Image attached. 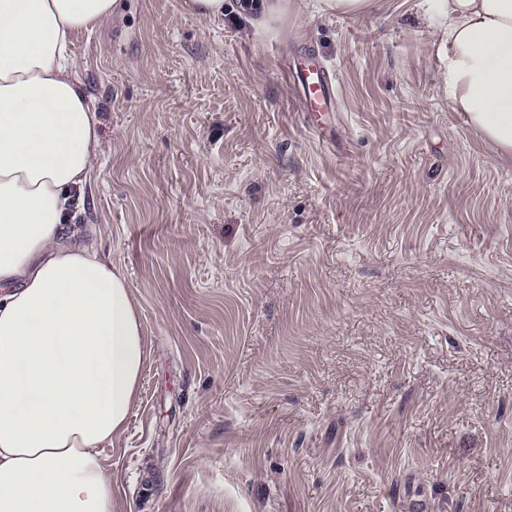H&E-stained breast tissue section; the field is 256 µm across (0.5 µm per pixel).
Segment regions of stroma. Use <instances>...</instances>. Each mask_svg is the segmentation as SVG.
Returning a JSON list of instances; mask_svg holds the SVG:
<instances>
[{"label":"stroma","instance_id":"obj_1","mask_svg":"<svg viewBox=\"0 0 512 512\" xmlns=\"http://www.w3.org/2000/svg\"><path fill=\"white\" fill-rule=\"evenodd\" d=\"M431 0L276 33L118 0L70 51L103 152L83 239L145 358L114 512H512V160L453 111ZM340 82L321 130L289 60Z\"/></svg>","mask_w":512,"mask_h":512}]
</instances>
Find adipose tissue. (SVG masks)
Returning a JSON list of instances; mask_svg holds the SVG:
<instances>
[{
    "label": "adipose tissue",
    "mask_w": 512,
    "mask_h": 512,
    "mask_svg": "<svg viewBox=\"0 0 512 512\" xmlns=\"http://www.w3.org/2000/svg\"><path fill=\"white\" fill-rule=\"evenodd\" d=\"M116 0H0V512H112L102 446L144 361L125 278L76 243L102 151L69 55ZM452 109L512 156V0H436Z\"/></svg>",
    "instance_id": "obj_1"
}]
</instances>
